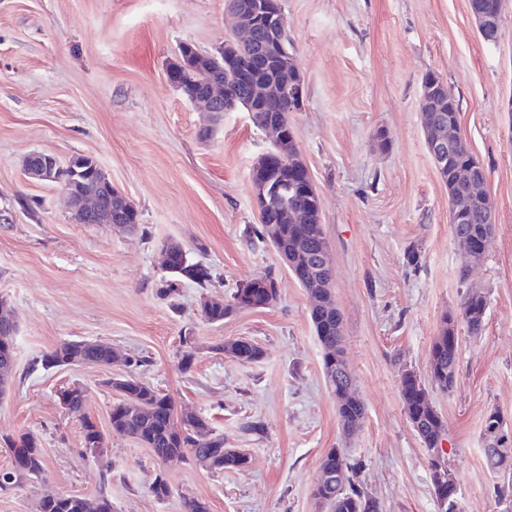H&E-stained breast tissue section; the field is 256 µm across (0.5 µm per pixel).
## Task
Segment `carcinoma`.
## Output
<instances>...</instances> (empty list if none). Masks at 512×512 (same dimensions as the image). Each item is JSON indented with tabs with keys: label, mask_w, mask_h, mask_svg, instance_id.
<instances>
[{
	"label": "carcinoma",
	"mask_w": 512,
	"mask_h": 512,
	"mask_svg": "<svg viewBox=\"0 0 512 512\" xmlns=\"http://www.w3.org/2000/svg\"><path fill=\"white\" fill-rule=\"evenodd\" d=\"M272 44L270 25L264 18L256 23V38L252 45L241 51L245 65L255 68L249 81L240 79L239 70L225 62L224 55H204L194 44L184 42L179 52H191L198 59L193 69H183L175 73L174 87L185 100L199 94L207 84L209 75L224 72V83L232 90L237 108L249 107L251 122L260 127L269 118L278 116L264 98L265 88L272 83H284L293 78L288 67V55L269 50ZM474 155L468 146H462L450 158L448 169L440 173L448 184V199L455 201L464 190L463 182L457 177V168L473 164ZM97 161L86 155L78 156L74 168L61 171L64 180L74 182L87 178L93 172ZM455 235L475 237L481 241H492L494 225L484 223L483 208L476 207L470 223L454 224ZM278 238L271 240L279 255L288 258V270L296 273V280L308 292L319 294L311 304L310 320L322 349V370L325 383L336 398V412L343 432L351 434L363 419L364 403L353 391L354 377L348 368L345 357V337L343 317L332 296L331 279L324 269L321 257L322 246L327 244L321 219L314 216L309 224H279ZM165 271L172 276L168 280L165 293L177 292L176 281L187 278L199 284L210 281L209 268L200 262H193L189 256L171 259ZM247 297L252 305L263 308L279 297L276 280L265 277L261 288H238L224 301H205L204 312L209 321L222 323L224 319L241 309L238 295ZM486 313L485 296L478 290H469L462 299L456 315L443 318L439 336L432 345L429 360L428 379L424 380L413 369L403 366L398 370L399 392L407 417L421 439L424 447L436 448L447 431L446 421L433 404L431 393L435 390L449 392L455 383V370L458 359V340L454 333L455 323H464L469 331L478 334L484 326ZM16 325L8 316L0 315V385L14 369V335ZM224 354L242 362H256L263 357V350L250 341L232 340L224 343ZM46 368L65 367L82 363L100 366L109 365V355L104 344L96 341L65 340L38 360ZM119 396L112 404L109 421L112 431L128 436L146 448L162 461L183 460L213 473L224 470H240L248 464L238 449L224 446V436L214 433L208 419L195 413L178 410L174 398L139 377L130 374L124 378L108 381ZM86 402L85 389L75 387L65 406L71 414L82 412ZM82 444L86 450L102 448L104 434L87 417H82ZM10 448L11 467L0 470V490L15 486L25 478H39L45 471V457L36 436L31 433L7 440ZM488 469L502 477L494 491L498 499L512 500V467H501L502 457L512 459V444L491 445L484 449ZM321 470L331 476L323 485L313 490L316 502L324 512H382L377 498L364 491L358 483L360 464L353 461L345 449L332 448L327 451L320 463ZM431 481L441 512H461L459 496L448 495V482L440 477L435 465H430ZM82 497L62 495L53 491L44 493L40 501V512H84Z\"/></svg>",
	"instance_id": "obj_1"
}]
</instances>
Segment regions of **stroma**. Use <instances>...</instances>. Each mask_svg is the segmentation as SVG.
<instances>
[{
	"instance_id": "obj_1",
	"label": "stroma",
	"mask_w": 512,
	"mask_h": 512,
	"mask_svg": "<svg viewBox=\"0 0 512 512\" xmlns=\"http://www.w3.org/2000/svg\"><path fill=\"white\" fill-rule=\"evenodd\" d=\"M227 4L0 0V298L17 323L14 371L0 395V469L11 465L7 439L27 432L46 459L43 477L0 490V512H40L49 489L107 494L114 512H184L188 498L210 512H319L312 491L332 448L361 463L359 479L382 512H440L398 369L427 375L442 319L471 287L487 299L484 327L474 335L457 325L454 388L433 391V402L447 422L443 448L463 512H512L497 500L483 454L490 411L512 439V0L491 45L468 0H282L305 86L290 125L321 199L346 357L366 407L348 437L324 381L309 296L248 232L259 222L249 173L270 136L241 110L212 119L167 78L179 43L204 54L223 46ZM429 72L455 96L461 136L486 172L496 232L474 267L451 230L448 187L423 135ZM208 124L213 134L201 139ZM34 151L94 157L136 206L139 229L72 223L59 186L25 176ZM167 242L209 267L211 282L184 278L177 294L161 295ZM411 250L418 264L408 263ZM267 275L278 281L276 302L221 323L205 318V300ZM238 338L261 347L262 359L225 356L224 342ZM73 339L108 344L121 359L38 366ZM131 372L208 418L225 446L246 450L248 465L210 473L163 464L113 433L110 382ZM74 385L87 393L79 416L57 397ZM85 416L105 434L101 458L82 447ZM253 422L261 432L249 431ZM158 474L171 489L163 500L149 490Z\"/></svg>"
}]
</instances>
